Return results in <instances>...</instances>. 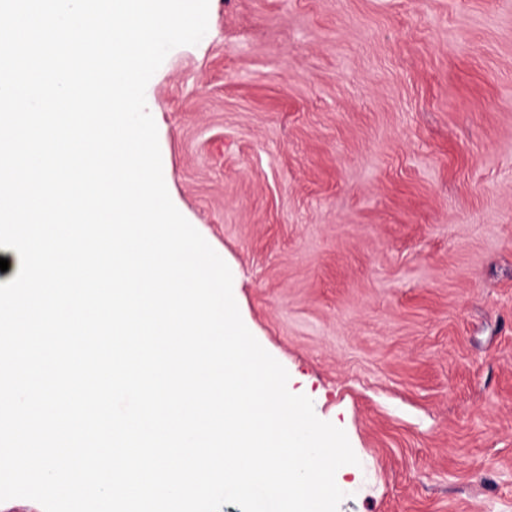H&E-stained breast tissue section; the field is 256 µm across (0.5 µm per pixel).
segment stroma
Instances as JSON below:
<instances>
[{
  "label": "stroma",
  "mask_w": 512,
  "mask_h": 512,
  "mask_svg": "<svg viewBox=\"0 0 512 512\" xmlns=\"http://www.w3.org/2000/svg\"><path fill=\"white\" fill-rule=\"evenodd\" d=\"M147 96L339 512H512V0H210Z\"/></svg>",
  "instance_id": "35a3bbf8"
}]
</instances>
